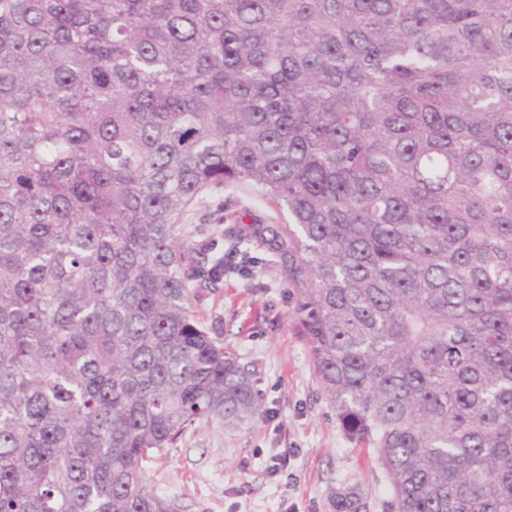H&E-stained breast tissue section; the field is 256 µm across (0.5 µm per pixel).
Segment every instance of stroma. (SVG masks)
Here are the masks:
<instances>
[{"mask_svg": "<svg viewBox=\"0 0 512 512\" xmlns=\"http://www.w3.org/2000/svg\"><path fill=\"white\" fill-rule=\"evenodd\" d=\"M245 213L266 224L288 219L252 191L221 189L185 221L204 224L194 243L215 256ZM306 285L257 240L246 273L226 276L198 304L199 319L220 326L224 344L253 372L261 408L237 428L197 421L148 463L149 486L176 512H337L338 494L350 491L360 512H387L390 489L376 453L349 439L315 374L296 317Z\"/></svg>", "mask_w": 512, "mask_h": 512, "instance_id": "35a3bbf8", "label": "stroma"}]
</instances>
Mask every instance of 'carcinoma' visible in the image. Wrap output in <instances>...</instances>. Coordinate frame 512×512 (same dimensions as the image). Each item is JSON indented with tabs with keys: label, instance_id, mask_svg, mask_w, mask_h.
I'll use <instances>...</instances> for the list:
<instances>
[{
	"label": "carcinoma",
	"instance_id": "1",
	"mask_svg": "<svg viewBox=\"0 0 512 512\" xmlns=\"http://www.w3.org/2000/svg\"><path fill=\"white\" fill-rule=\"evenodd\" d=\"M241 187L288 223L210 259ZM254 238L388 512H512V0H0V512H173L260 410L195 311ZM245 213L256 214L263 224H285L288 219L286 213L276 211L269 204L258 201L254 192L250 190L221 189L206 195L201 202L195 204L186 216L184 224H201L208 214H214L213 218L216 220L207 224L205 232L194 239V244L206 256L211 257L224 253L231 244V236L252 224V220L247 216L243 218V223H239V217ZM223 216H226L224 221Z\"/></svg>",
	"mask_w": 512,
	"mask_h": 512
}]
</instances>
